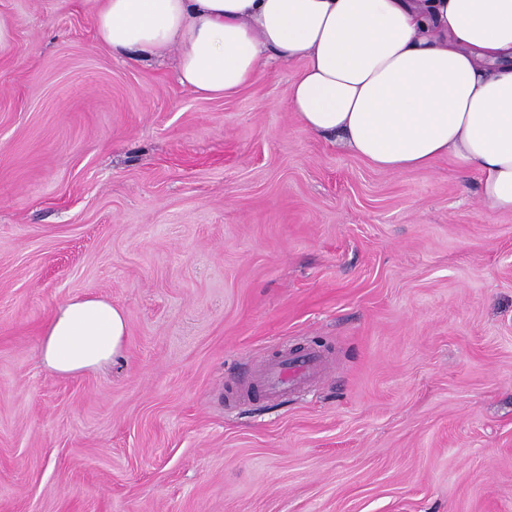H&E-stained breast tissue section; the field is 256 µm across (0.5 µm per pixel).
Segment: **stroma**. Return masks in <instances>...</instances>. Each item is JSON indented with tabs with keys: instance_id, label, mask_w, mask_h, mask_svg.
Masks as SVG:
<instances>
[{
	"instance_id": "stroma-1",
	"label": "stroma",
	"mask_w": 512,
	"mask_h": 512,
	"mask_svg": "<svg viewBox=\"0 0 512 512\" xmlns=\"http://www.w3.org/2000/svg\"><path fill=\"white\" fill-rule=\"evenodd\" d=\"M101 2L0 0V512H512V213L300 130L301 63L208 99L113 55ZM88 293L123 356L51 374ZM127 333V315L112 302L93 294L72 298L43 330L41 363L55 375H81L120 356ZM321 354L310 351L299 356H288L261 365L255 372L252 387L258 388L270 397L297 389L311 380L320 378L324 372Z\"/></svg>"
}]
</instances>
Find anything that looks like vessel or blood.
Segmentation results:
<instances>
[{"label":"vessel or blood","instance_id":"vessel-or-blood-1","mask_svg":"<svg viewBox=\"0 0 512 512\" xmlns=\"http://www.w3.org/2000/svg\"><path fill=\"white\" fill-rule=\"evenodd\" d=\"M321 354L311 351L299 356L281 355L261 365L255 372L252 385L271 397L297 389L324 372Z\"/></svg>","mask_w":512,"mask_h":512}]
</instances>
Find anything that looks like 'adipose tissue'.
<instances>
[{"mask_svg":"<svg viewBox=\"0 0 512 512\" xmlns=\"http://www.w3.org/2000/svg\"><path fill=\"white\" fill-rule=\"evenodd\" d=\"M95 27L116 54L177 52L180 83L204 98L302 62L286 108L303 131L381 170L448 159L479 176L487 209L512 212V0H103ZM127 333L110 301L70 299L41 363L81 375L120 356Z\"/></svg>","mask_w":512,"mask_h":512,"instance_id":"1","label":"adipose tissue"}]
</instances>
